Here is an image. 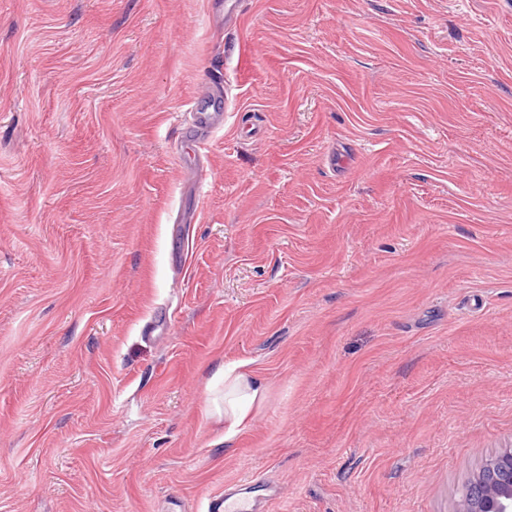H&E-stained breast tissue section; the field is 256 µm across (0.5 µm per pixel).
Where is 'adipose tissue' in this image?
Wrapping results in <instances>:
<instances>
[{
    "label": "adipose tissue",
    "mask_w": 512,
    "mask_h": 512,
    "mask_svg": "<svg viewBox=\"0 0 512 512\" xmlns=\"http://www.w3.org/2000/svg\"><path fill=\"white\" fill-rule=\"evenodd\" d=\"M213 380L219 388L207 399L208 411L211 416L223 419L224 438L229 441L241 431L250 412L264 402L266 388L245 361L220 366Z\"/></svg>",
    "instance_id": "adipose-tissue-1"
}]
</instances>
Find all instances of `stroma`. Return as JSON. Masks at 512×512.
I'll use <instances>...</instances> for the list:
<instances>
[{"mask_svg": "<svg viewBox=\"0 0 512 512\" xmlns=\"http://www.w3.org/2000/svg\"><path fill=\"white\" fill-rule=\"evenodd\" d=\"M239 2L0 0V512H452L512 447V0ZM249 366L248 361L221 365L213 375L214 382L224 385V390L210 394L208 412L213 417H224V438L228 441L241 431L250 412L266 397L262 379Z\"/></svg>", "mask_w": 512, "mask_h": 512, "instance_id": "stroma-1", "label": "stroma"}]
</instances>
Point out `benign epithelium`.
Wrapping results in <instances>:
<instances>
[{"instance_id":"obj_1","label":"benign epithelium","mask_w":512,"mask_h":512,"mask_svg":"<svg viewBox=\"0 0 512 512\" xmlns=\"http://www.w3.org/2000/svg\"><path fill=\"white\" fill-rule=\"evenodd\" d=\"M453 512H512V448L484 462L460 490Z\"/></svg>"}]
</instances>
